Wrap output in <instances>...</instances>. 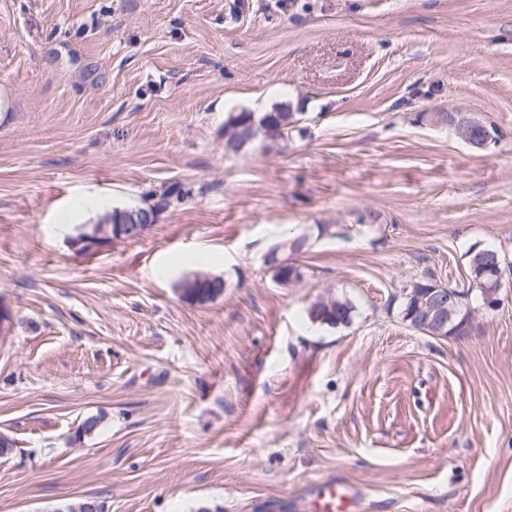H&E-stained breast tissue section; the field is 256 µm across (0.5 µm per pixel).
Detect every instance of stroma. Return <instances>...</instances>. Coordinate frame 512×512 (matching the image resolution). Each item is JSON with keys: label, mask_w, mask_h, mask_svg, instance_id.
Returning a JSON list of instances; mask_svg holds the SVG:
<instances>
[{"label": "stroma", "mask_w": 512, "mask_h": 512, "mask_svg": "<svg viewBox=\"0 0 512 512\" xmlns=\"http://www.w3.org/2000/svg\"><path fill=\"white\" fill-rule=\"evenodd\" d=\"M283 104L287 145L225 152L229 114ZM174 184L140 239L72 246ZM474 246L501 306L409 326L404 288H465ZM201 272L223 295L184 302ZM329 292L349 324L309 321ZM0 305V512H313L328 483L512 512V0H0ZM436 119L441 120L446 123H448L449 121L455 122L457 128L463 127L466 130L470 129V128H476L479 130L489 131L492 134L493 139H495V135H496V131H497L495 125L492 122H488L484 119L477 118V117H471V116H467V115L459 116V115H454L452 113L437 114ZM265 261L270 264L278 265L280 264L283 267H273L270 266L272 272V279L279 285L287 286L288 284L299 281L302 277V272L299 267L294 265L293 263L286 262L284 259L278 257V254L270 251ZM288 264V266H284Z\"/></svg>", "instance_id": "obj_1"}]
</instances>
